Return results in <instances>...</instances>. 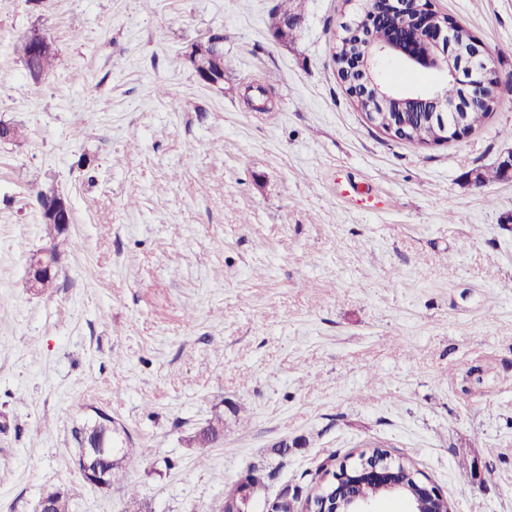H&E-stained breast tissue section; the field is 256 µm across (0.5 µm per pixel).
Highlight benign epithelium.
I'll list each match as a JSON object with an SVG mask.
<instances>
[{
	"instance_id": "1",
	"label": "benign epithelium",
	"mask_w": 512,
	"mask_h": 512,
	"mask_svg": "<svg viewBox=\"0 0 512 512\" xmlns=\"http://www.w3.org/2000/svg\"><path fill=\"white\" fill-rule=\"evenodd\" d=\"M391 29L388 40H372L369 33L378 25ZM443 14L436 11L431 0H364L361 14L346 25L344 32L364 42V53L351 68L357 81L373 90L374 101L381 105L387 96L396 94L379 77L378 65L386 57L397 58L408 66L436 68L446 72L448 78L479 95L493 86V61L475 41L468 48L455 43L454 27ZM26 41L32 53L53 48L51 38L44 32L27 35ZM399 98L412 107L419 104L433 105L432 117L443 118L448 111V101L433 88L425 94L417 92L401 94ZM44 224L69 232L73 214L68 200L61 194L39 198ZM59 258L50 251L34 254L28 263V284L35 288L54 282L58 278ZM83 480L101 490H108L105 471L100 465L83 464L79 468ZM334 483L325 489L318 501V512H369L371 503L379 498H391L404 502L408 512H439L435 507L443 499L434 485L415 483L410 480L403 464L389 456L364 454L356 460H345L333 472ZM237 486V496L224 501V512H248L253 486L250 478L242 475ZM373 489L370 495L365 490Z\"/></svg>"
}]
</instances>
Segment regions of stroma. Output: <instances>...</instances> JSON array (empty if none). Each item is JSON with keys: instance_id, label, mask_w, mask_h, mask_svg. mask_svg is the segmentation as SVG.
I'll use <instances>...</instances> for the list:
<instances>
[{"instance_id": "stroma-1", "label": "stroma", "mask_w": 512, "mask_h": 512, "mask_svg": "<svg viewBox=\"0 0 512 512\" xmlns=\"http://www.w3.org/2000/svg\"><path fill=\"white\" fill-rule=\"evenodd\" d=\"M276 4L0 0V121L25 133L0 143V512L55 487L126 512L72 462L97 409L151 449L125 463L149 512H222L252 468L308 512L323 469L374 447L452 512H512V0H434L494 59L497 104L429 146L369 124L339 78L356 0H304L284 43ZM34 28L62 61L38 85ZM216 31L208 87L173 58ZM50 190L70 246L36 293ZM216 414L223 438L187 446ZM38 202L43 224L52 228L57 227L61 232L68 234L69 227L73 223L72 209L68 200L57 193L47 199L40 197ZM59 257H55L49 250L34 254L28 263V284L37 288L39 284L55 282L58 278Z\"/></svg>"}]
</instances>
